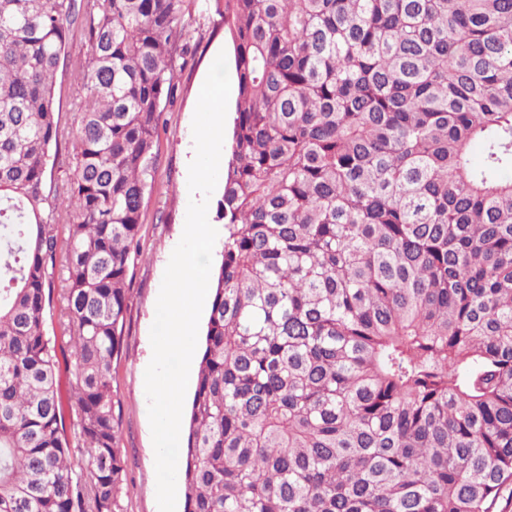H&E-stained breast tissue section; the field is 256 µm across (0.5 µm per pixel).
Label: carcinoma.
<instances>
[{
    "label": "carcinoma",
    "mask_w": 512,
    "mask_h": 512,
    "mask_svg": "<svg viewBox=\"0 0 512 512\" xmlns=\"http://www.w3.org/2000/svg\"><path fill=\"white\" fill-rule=\"evenodd\" d=\"M218 15L237 97L184 512H494L512 486V0ZM194 23L183 0H0V512H125L112 361ZM84 57V41L81 39L79 33H77L73 39L70 40L68 55L64 60V64L63 62L61 63L55 85L57 100H59L60 103V137L57 149L54 143L50 148L49 167L54 163L55 171L54 180L52 181V189L56 191L54 193H56L60 199L66 198L68 196V191L65 175L62 171H59V165L63 159L68 158L69 156L72 157L70 145L68 144V132L74 121L76 112L72 105V74L79 64H81Z\"/></svg>",
    "instance_id": "1"
}]
</instances>
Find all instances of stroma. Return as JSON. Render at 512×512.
<instances>
[{
    "mask_svg": "<svg viewBox=\"0 0 512 512\" xmlns=\"http://www.w3.org/2000/svg\"><path fill=\"white\" fill-rule=\"evenodd\" d=\"M231 44L223 25L211 21L191 42L176 75L177 94L167 105L159 131L160 153L155 184L143 216L139 254L128 284L121 355L112 363V386L118 405L119 447L127 464L123 500L126 512H158L155 453L145 393V370L152 358L150 329L165 269L180 241L190 199L188 166L194 157L192 120L202 85L220 51ZM85 56L81 37H73L56 77L61 135L51 149V163L71 154L68 132L74 121L72 74Z\"/></svg>",
    "mask_w": 512,
    "mask_h": 512,
    "instance_id": "obj_1",
    "label": "stroma"
}]
</instances>
